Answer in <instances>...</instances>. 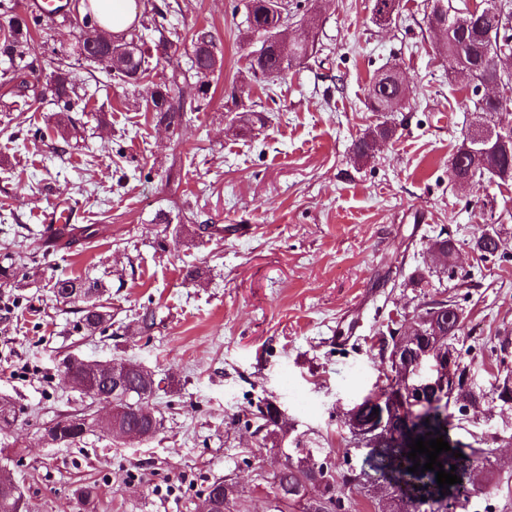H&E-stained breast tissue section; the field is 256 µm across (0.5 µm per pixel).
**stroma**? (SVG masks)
Listing matches in <instances>:
<instances>
[{
    "label": "stroma",
    "instance_id": "stroma-1",
    "mask_svg": "<svg viewBox=\"0 0 512 512\" xmlns=\"http://www.w3.org/2000/svg\"><path fill=\"white\" fill-rule=\"evenodd\" d=\"M241 0H137L166 7V22L212 32L224 66L209 101L180 125H156L97 64L73 61L90 110L69 141L47 132L57 107L19 112L0 84V255L18 275L0 286V396L15 421L0 431L10 476L26 512H196L205 486L232 475L249 512H272L257 468L284 462L260 447L240 417L262 399L298 430L314 434L336 468L362 464L347 446L341 413L381 385L382 326L408 323L438 295L409 278L434 232L448 229L466 273L465 341L470 369L490 392L512 357V181L455 184L450 175L472 120L465 91L448 75L438 38L423 17L428 0H400L390 27L372 21V0H317L320 61L269 80L251 76L252 46ZM398 65L409 85L397 112L366 107L374 73ZM261 111L264 125L238 136L232 98ZM396 125L375 155L354 161L350 146L369 127ZM69 198L90 243L46 249L39 215ZM224 224L230 234L190 240L175 221ZM501 231L510 261L481 262L479 229ZM200 268L201 278L187 272ZM100 280L112 320L78 329L77 307L57 300L56 280ZM152 310L148 329L136 324ZM131 359L160 381L159 433L137 441L96 431L70 445L44 430L60 415H108L68 384L61 362ZM483 432V483L456 512H512V409L480 402L467 429ZM97 496L83 507L75 490Z\"/></svg>",
    "mask_w": 512,
    "mask_h": 512
}]
</instances>
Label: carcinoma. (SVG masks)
Returning <instances> with one entry per match:
<instances>
[{"label": "carcinoma", "instance_id": "carcinoma-1", "mask_svg": "<svg viewBox=\"0 0 512 512\" xmlns=\"http://www.w3.org/2000/svg\"><path fill=\"white\" fill-rule=\"evenodd\" d=\"M243 7L246 32L252 39L270 31H278L284 17L296 21L313 20L311 0H280L278 3L275 0H244ZM473 16L475 20L469 22L464 18L448 29L447 40L439 46L440 56L448 63V72L466 89L472 88L477 76L489 77L496 72V67L489 65L484 48L489 39L498 38L499 30L503 27L502 18L493 10V0H479V8L474 10ZM39 25L40 20L36 19L31 23L13 13L7 4L0 2V58L7 64L0 71V78L5 84H15L16 97L21 99L23 112L34 110V105L39 101L37 94H29L30 85L25 79L27 72L33 71L37 62L34 39ZM181 50L194 55V60L186 69L177 64ZM320 51L322 48L318 32L312 30L302 33V44L294 47L286 41L279 44L272 39H265L252 51L249 70L255 76L278 77L297 65L317 58ZM84 53L107 57L109 65L105 70L112 82L133 90L139 88L141 80L150 76L158 65L167 63L170 74L153 84L151 100L154 118L168 127L178 125L185 112L184 102L177 95L179 80L196 79L197 106L200 107L208 99L210 77L223 66V57L216 52V44L210 31L196 30L188 40L175 26L161 28L158 42L152 49L146 46V40L141 33L133 31L130 37L122 38L116 45L104 50L76 42L73 55L78 57ZM47 65L52 67L49 86L52 101L62 106L57 128L61 139L65 141L68 139L69 128L75 127L77 123V118L70 115L71 110L78 106L73 98L76 94L75 74L71 70V64L60 58L47 60ZM399 77L400 70L395 65L382 66L376 71L368 92L369 111L396 112L402 108L399 103ZM260 121L261 112L245 109L236 116L234 131L238 135H244ZM395 132L396 129L386 122L364 132L352 144L351 153L354 159L361 161L370 157L373 141L378 137L391 138ZM506 164L512 165V151L508 153L492 149L482 153L477 159L469 160L464 172L476 182L484 179L491 181L495 179V171ZM184 230L203 239L220 236L230 231V228L218 224H181L176 232ZM95 234L96 229L91 225H70L64 236L67 237L66 244L73 245L88 241ZM472 249L486 262L509 260V256L501 251L500 232L494 227L481 229L472 240ZM455 251V240L438 233L423 253L424 268L429 269L436 265L430 258L431 253L440 252L450 256ZM436 266L439 267L441 278L454 283V287L461 288L465 285L466 275L459 272L453 260ZM102 292L103 289L97 282L78 277L59 279L53 286L55 297L78 305L80 325L91 333L105 329L106 324L112 320L107 307L99 303ZM448 305L461 314L456 330L457 335L461 336L464 334L466 317L462 305L454 296L441 294L422 302L415 310L411 322L425 330L427 325L424 318ZM118 365L124 370L125 389L131 392V398L130 402L122 405L120 412L112 416V423H97L95 418L86 413L69 415L55 421L46 429L49 442L73 444L95 428L110 434L116 433L118 429L134 428L147 440L155 437L151 420L139 417V407L135 406L141 394L152 388V383L135 370L134 362L121 360ZM61 367L80 382L89 377L86 364L75 358L63 359ZM244 417L245 427L252 426L254 431L262 432V447L288 449L286 463L273 475L270 483L273 512H288V507L294 504L302 506L301 512H342L344 493L348 489H359L358 479L364 468L348 462L341 471L333 469L318 441L308 437L305 432L280 425L279 406L271 400L258 401L255 409L245 413ZM420 436L426 441L441 436L449 442L451 450L441 453L438 458L445 471L449 472L451 466L460 464V459L453 456V453L461 452V443L449 440L448 411L428 399L418 406L397 404L395 419L384 441L379 447L370 449L366 461H376L382 467L390 469L396 482L403 485L404 492L398 495L392 512H422L424 506L428 507V512H453L449 503L440 509L425 500L427 496H441L445 493L444 489L438 487L436 472L407 471V468L414 465V461L408 458L411 451L409 444ZM309 461L316 464L319 474L326 476L319 501L305 498L306 483L312 478V474L304 469V463ZM220 482L224 483L225 512H245V491L238 481L229 476L216 477L208 484L200 497L202 506L199 512H204L212 488Z\"/></svg>", "mask_w": 512, "mask_h": 512}]
</instances>
